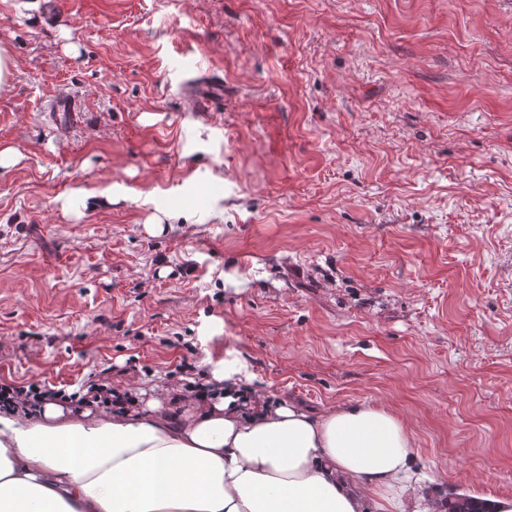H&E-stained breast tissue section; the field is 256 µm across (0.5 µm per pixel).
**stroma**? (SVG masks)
Here are the masks:
<instances>
[{"instance_id":"obj_1","label":"stroma","mask_w":512,"mask_h":512,"mask_svg":"<svg viewBox=\"0 0 512 512\" xmlns=\"http://www.w3.org/2000/svg\"><path fill=\"white\" fill-rule=\"evenodd\" d=\"M53 2L0 0V380L230 364L393 411L414 496L512 497V0ZM213 72L215 67L210 68ZM201 76L190 86V98L196 110L208 112L214 101L224 98V85L216 76Z\"/></svg>"}]
</instances>
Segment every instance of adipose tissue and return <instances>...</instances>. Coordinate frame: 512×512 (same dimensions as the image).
<instances>
[{
	"instance_id": "1",
	"label": "adipose tissue",
	"mask_w": 512,
	"mask_h": 512,
	"mask_svg": "<svg viewBox=\"0 0 512 512\" xmlns=\"http://www.w3.org/2000/svg\"><path fill=\"white\" fill-rule=\"evenodd\" d=\"M235 374L215 371V400L0 411V512H429L407 499L414 438L395 413L287 405Z\"/></svg>"
}]
</instances>
